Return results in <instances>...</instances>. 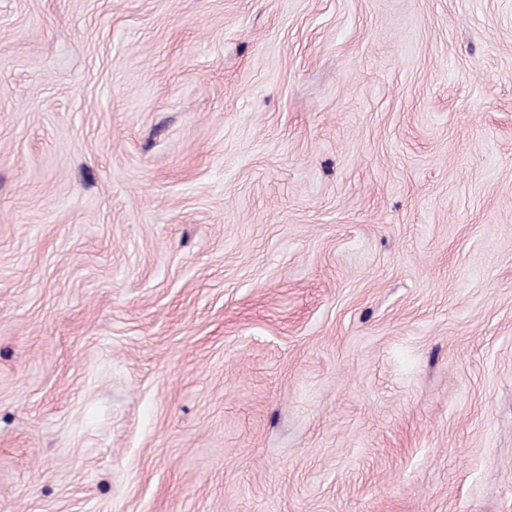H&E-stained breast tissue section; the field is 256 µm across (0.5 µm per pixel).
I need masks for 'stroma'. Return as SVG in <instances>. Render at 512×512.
<instances>
[{
  "label": "stroma",
  "mask_w": 512,
  "mask_h": 512,
  "mask_svg": "<svg viewBox=\"0 0 512 512\" xmlns=\"http://www.w3.org/2000/svg\"><path fill=\"white\" fill-rule=\"evenodd\" d=\"M0 512H512V0H0Z\"/></svg>",
  "instance_id": "stroma-1"
}]
</instances>
